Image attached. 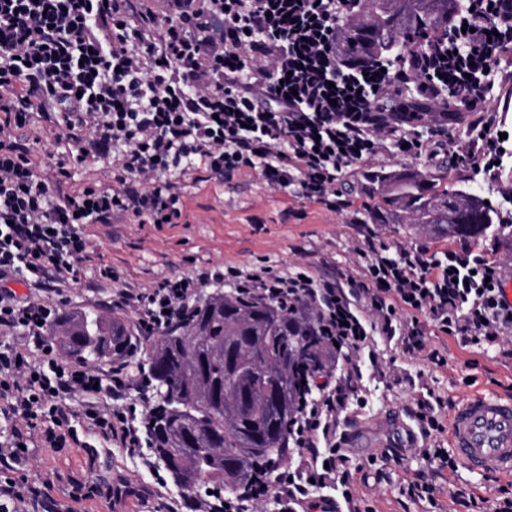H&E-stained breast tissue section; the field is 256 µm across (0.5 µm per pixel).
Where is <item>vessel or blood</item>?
<instances>
[{"label": "vessel or blood", "mask_w": 512, "mask_h": 512, "mask_svg": "<svg viewBox=\"0 0 512 512\" xmlns=\"http://www.w3.org/2000/svg\"><path fill=\"white\" fill-rule=\"evenodd\" d=\"M449 434L467 470L512 475V397H471L455 409Z\"/></svg>", "instance_id": "obj_1"}]
</instances>
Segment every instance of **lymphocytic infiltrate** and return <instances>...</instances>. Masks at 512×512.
Masks as SVG:
<instances>
[{"mask_svg": "<svg viewBox=\"0 0 512 512\" xmlns=\"http://www.w3.org/2000/svg\"><path fill=\"white\" fill-rule=\"evenodd\" d=\"M157 15L143 0H0V332L26 346L0 347V418L13 424L0 440V465L26 457L24 432L45 424L49 442L72 436L81 417L105 438L137 453L141 438L111 407L147 376L126 364L108 372L53 357L46 331L58 307L31 296L77 279L87 254L88 224L134 217L182 223L183 189L198 167L229 178L249 171L271 189L326 210L349 213L336 189L361 163L446 150L448 124L400 123L371 109L374 97L439 103L461 98L473 113L471 133L453 154L484 181L507 153L488 93L500 53L512 45V0H471L464 27L448 33V53L400 68L336 74L337 24L355 0H166ZM419 80H411V71ZM49 120L77 160L108 158L112 186L70 190L65 160L41 174L12 131L33 115ZM361 276L348 286L282 272L271 265L206 268L185 280L119 288L116 311L137 315L138 342L184 325L203 285L227 283L247 302H299L310 308L340 370L305 374L288 433L298 461L265 471L221 498H190V512H304L324 489L323 512L353 502L354 475L336 439V418L362 378L366 337H398L404 350L425 349L427 334L463 343L512 337V309L499 299L505 261L471 251L391 248L367 230L358 248ZM27 294L17 295L13 283ZM371 320H364L362 310ZM43 353L33 361L30 348ZM426 350V349H425ZM105 392L109 404L96 402ZM83 396L81 411L67 400Z\"/></svg>", "mask_w": 512, "mask_h": 512, "instance_id": "f902f5d3", "label": "lymphocytic infiltrate"}]
</instances>
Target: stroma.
Returning <instances> with one entry per match:
<instances>
[{"label": "stroma", "instance_id": "stroma-1", "mask_svg": "<svg viewBox=\"0 0 512 512\" xmlns=\"http://www.w3.org/2000/svg\"><path fill=\"white\" fill-rule=\"evenodd\" d=\"M183 200L181 224H144L131 217L86 226L89 258L78 283L64 294L63 312L106 315L112 289L127 283L149 288L215 266L246 268L264 261L284 272L302 269L343 284L357 272L354 250L362 241V225L274 191L253 173L222 180L197 169L186 178ZM384 217L375 230L391 245L432 255L461 247L417 232L399 210ZM106 266L114 275L107 282L100 278ZM428 347L439 350L444 363L405 354L378 335L360 358V401L336 423L349 467L368 476L355 484L359 512H471V503L492 502L501 490L512 491V477L461 466L449 472L423 458L413 417L422 400L439 397L453 408L475 394L512 395V339L466 345L451 336H432ZM73 426L74 438L62 448L51 447L42 430L32 432L30 453L13 477L46 487L47 496L34 512H185L188 494L164 468L147 467L143 457L129 455L81 420ZM393 448L403 452L401 465L394 467L383 462ZM421 476L434 483L433 500L404 495V486Z\"/></svg>", "mask_w": 512, "mask_h": 512}]
</instances>
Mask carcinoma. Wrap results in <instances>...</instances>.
I'll list each match as a JSON object with an SVG mask.
<instances>
[{
    "label": "carcinoma",
    "mask_w": 512,
    "mask_h": 512,
    "mask_svg": "<svg viewBox=\"0 0 512 512\" xmlns=\"http://www.w3.org/2000/svg\"><path fill=\"white\" fill-rule=\"evenodd\" d=\"M394 0L383 21L366 12L344 29L346 50L364 60L412 63L448 40L464 9L458 0ZM390 50H377V44ZM453 168L450 156L424 171L378 170L365 175L366 189L388 206L411 213L436 238L476 241L512 205L499 206L469 187L441 188ZM66 352L85 363L132 361L133 325L94 311H75L59 321ZM331 361L314 313L303 305L249 304L215 292L196 301L191 319L157 338L149 353L157 402L145 442L173 483L185 487L197 475L228 490L249 479L256 466L274 467L288 456V426L298 402V372Z\"/></svg>",
    "instance_id": "carcinoma-1"
}]
</instances>
